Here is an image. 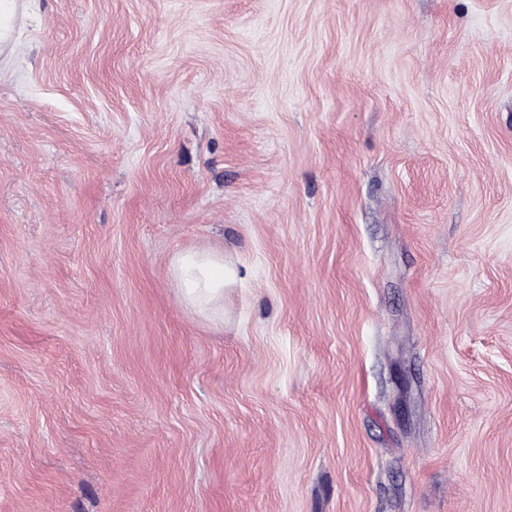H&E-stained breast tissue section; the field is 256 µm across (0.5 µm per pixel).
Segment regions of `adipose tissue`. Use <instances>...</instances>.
Segmentation results:
<instances>
[{"instance_id": "1", "label": "adipose tissue", "mask_w": 512, "mask_h": 512, "mask_svg": "<svg viewBox=\"0 0 512 512\" xmlns=\"http://www.w3.org/2000/svg\"><path fill=\"white\" fill-rule=\"evenodd\" d=\"M171 275L191 308L213 315L220 314L224 287L233 281L236 272L224 264L218 252H184L178 254Z\"/></svg>"}]
</instances>
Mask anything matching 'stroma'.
<instances>
[{
    "instance_id": "stroma-1",
    "label": "stroma",
    "mask_w": 512,
    "mask_h": 512,
    "mask_svg": "<svg viewBox=\"0 0 512 512\" xmlns=\"http://www.w3.org/2000/svg\"><path fill=\"white\" fill-rule=\"evenodd\" d=\"M9 25L0 512H512V0ZM171 275L191 308L219 315L224 303V286L233 281L236 271L224 265L218 252H184L176 256Z\"/></svg>"
}]
</instances>
